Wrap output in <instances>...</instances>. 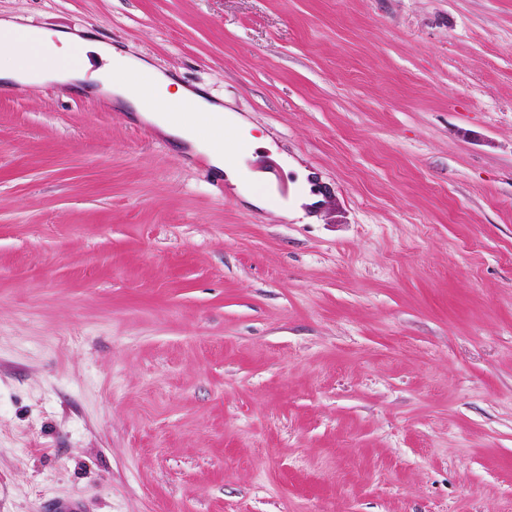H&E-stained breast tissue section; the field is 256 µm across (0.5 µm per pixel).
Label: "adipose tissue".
<instances>
[{"instance_id":"ef3b65f1","label":"adipose tissue","mask_w":512,"mask_h":512,"mask_svg":"<svg viewBox=\"0 0 512 512\" xmlns=\"http://www.w3.org/2000/svg\"><path fill=\"white\" fill-rule=\"evenodd\" d=\"M0 45L13 50L12 55L0 57V87H39L54 82L76 85L86 78L90 55H98L105 62L99 71V92L134 110L175 146L205 155L235 194L260 208L275 207L288 219L303 216L306 208L323 199L312 171L285 157L279 163L283 170L296 171L299 189L289 197H279L275 176L258 166L259 159L273 148L270 138L253 134L242 115L201 91L176 83L123 48L88 41L76 32L23 25L13 18H0ZM185 100L193 103V115L179 114L178 106ZM215 122L225 143L221 149L210 134ZM231 153L237 154L236 162H228Z\"/></svg>"}]
</instances>
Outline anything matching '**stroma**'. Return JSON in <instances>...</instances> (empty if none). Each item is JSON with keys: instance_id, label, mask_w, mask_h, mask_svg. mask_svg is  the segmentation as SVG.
<instances>
[{"instance_id": "obj_1", "label": "stroma", "mask_w": 512, "mask_h": 512, "mask_svg": "<svg viewBox=\"0 0 512 512\" xmlns=\"http://www.w3.org/2000/svg\"><path fill=\"white\" fill-rule=\"evenodd\" d=\"M201 86L316 220L108 97L0 90V512H512V0H0Z\"/></svg>"}]
</instances>
